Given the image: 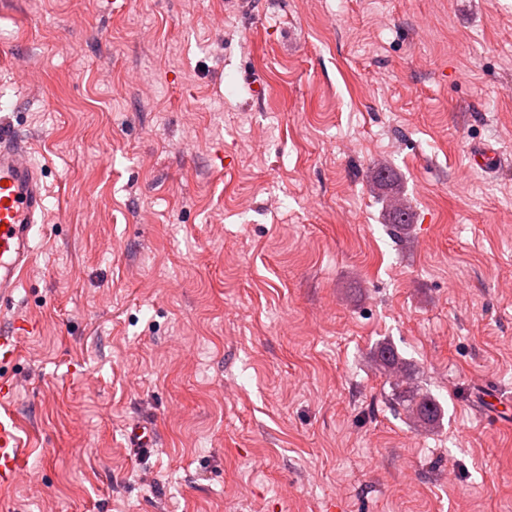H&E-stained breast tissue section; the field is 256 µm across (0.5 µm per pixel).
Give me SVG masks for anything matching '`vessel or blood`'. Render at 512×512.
Listing matches in <instances>:
<instances>
[{
	"label": "vessel or blood",
	"mask_w": 512,
	"mask_h": 512,
	"mask_svg": "<svg viewBox=\"0 0 512 512\" xmlns=\"http://www.w3.org/2000/svg\"><path fill=\"white\" fill-rule=\"evenodd\" d=\"M47 186L44 171L37 166L27 144L12 132H0V307L13 305L15 291L27 273L34 255L38 224L46 213ZM13 388L0 381V488L12 487L21 477L27 450L18 435L12 410L3 406ZM129 440L141 456L154 450L153 431L134 422Z\"/></svg>",
	"instance_id": "obj_1"
}]
</instances>
